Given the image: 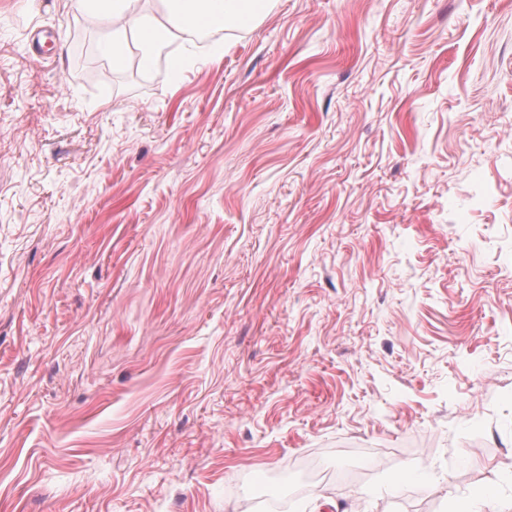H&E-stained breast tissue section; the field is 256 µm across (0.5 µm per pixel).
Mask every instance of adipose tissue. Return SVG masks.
<instances>
[{"mask_svg":"<svg viewBox=\"0 0 512 512\" xmlns=\"http://www.w3.org/2000/svg\"><path fill=\"white\" fill-rule=\"evenodd\" d=\"M133 0H76L78 9L104 27L97 50L113 68H123L137 49L142 68L167 59L181 70L191 33H212L252 26L272 0H158L157 9L136 11Z\"/></svg>","mask_w":512,"mask_h":512,"instance_id":"1","label":"adipose tissue"}]
</instances>
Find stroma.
Here are the masks:
<instances>
[{
    "label": "stroma",
    "mask_w": 512,
    "mask_h": 512,
    "mask_svg": "<svg viewBox=\"0 0 512 512\" xmlns=\"http://www.w3.org/2000/svg\"><path fill=\"white\" fill-rule=\"evenodd\" d=\"M103 33L0 0V512L512 500V0Z\"/></svg>",
    "instance_id": "35a3bbf8"
}]
</instances>
